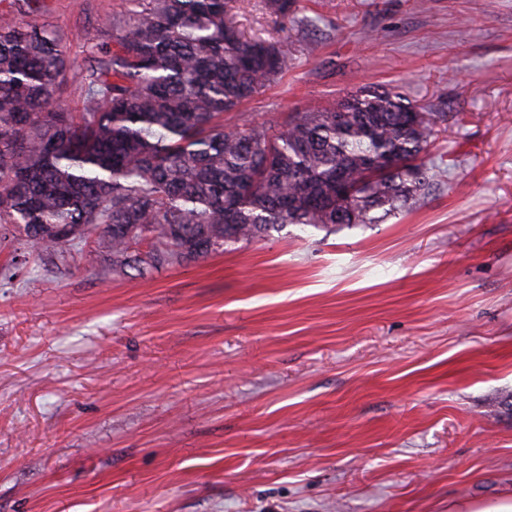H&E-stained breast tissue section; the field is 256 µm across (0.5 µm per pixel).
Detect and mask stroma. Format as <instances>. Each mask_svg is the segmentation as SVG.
<instances>
[{
    "mask_svg": "<svg viewBox=\"0 0 512 512\" xmlns=\"http://www.w3.org/2000/svg\"><path fill=\"white\" fill-rule=\"evenodd\" d=\"M292 66L272 130L364 85L441 115L442 174L383 224L145 277L0 240V512H455L512 494V0H235ZM125 0H44L83 63Z\"/></svg>",
    "mask_w": 512,
    "mask_h": 512,
    "instance_id": "35a3bbf8",
    "label": "stroma"
}]
</instances>
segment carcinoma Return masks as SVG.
Wrapping results in <instances>:
<instances>
[{
    "label": "carcinoma",
    "mask_w": 512,
    "mask_h": 512,
    "mask_svg": "<svg viewBox=\"0 0 512 512\" xmlns=\"http://www.w3.org/2000/svg\"><path fill=\"white\" fill-rule=\"evenodd\" d=\"M89 38L83 106L58 101L71 61L9 0L0 27V238L60 272L97 237L112 275L181 266L295 224L327 232L382 224L420 202L439 174L425 160L432 123L392 86H361L270 132L224 128V113L291 66L277 43L247 38L232 0H128ZM286 18L296 0H266ZM402 165L381 172V162ZM82 227L66 242L44 227Z\"/></svg>",
    "instance_id": "cac0c4a2"
}]
</instances>
